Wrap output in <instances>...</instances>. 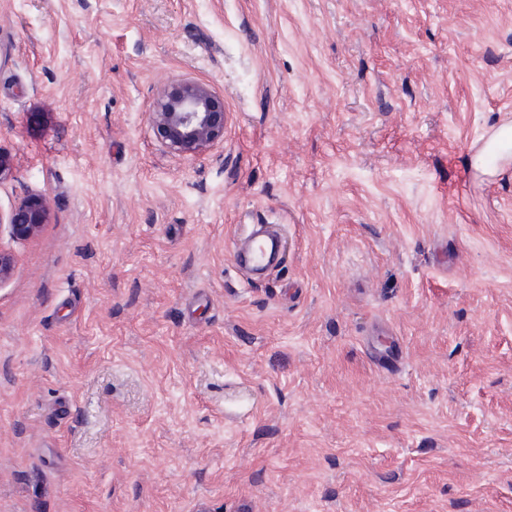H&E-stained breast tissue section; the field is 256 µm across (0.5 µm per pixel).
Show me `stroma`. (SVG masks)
I'll return each mask as SVG.
<instances>
[{"instance_id": "obj_1", "label": "stroma", "mask_w": 512, "mask_h": 512, "mask_svg": "<svg viewBox=\"0 0 512 512\" xmlns=\"http://www.w3.org/2000/svg\"><path fill=\"white\" fill-rule=\"evenodd\" d=\"M509 122L512 0H0V512H512ZM150 120L169 147L182 154H197L224 138V106L201 84L178 87ZM47 223V205L42 197H28L7 216L0 213V227L8 224L16 239L27 240L35 237ZM242 243L233 253L237 269L272 271L278 265L280 224H249Z\"/></svg>"}]
</instances>
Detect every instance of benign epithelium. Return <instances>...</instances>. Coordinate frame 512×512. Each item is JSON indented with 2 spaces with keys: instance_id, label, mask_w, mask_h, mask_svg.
I'll return each instance as SVG.
<instances>
[{
  "instance_id": "1",
  "label": "benign epithelium",
  "mask_w": 512,
  "mask_h": 512,
  "mask_svg": "<svg viewBox=\"0 0 512 512\" xmlns=\"http://www.w3.org/2000/svg\"><path fill=\"white\" fill-rule=\"evenodd\" d=\"M150 120L169 147L182 154H197L224 139V106L201 84L178 87ZM46 223L47 205L41 197H28L8 215L0 214V224L21 240L38 235Z\"/></svg>"
}]
</instances>
